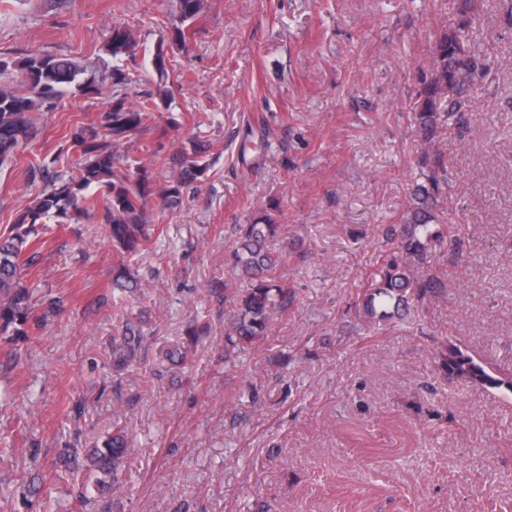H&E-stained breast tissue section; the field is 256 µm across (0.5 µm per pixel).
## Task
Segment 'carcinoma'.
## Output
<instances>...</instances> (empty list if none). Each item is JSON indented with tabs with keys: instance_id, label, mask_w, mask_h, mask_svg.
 <instances>
[{
	"instance_id": "carcinoma-1",
	"label": "carcinoma",
	"mask_w": 512,
	"mask_h": 512,
	"mask_svg": "<svg viewBox=\"0 0 512 512\" xmlns=\"http://www.w3.org/2000/svg\"><path fill=\"white\" fill-rule=\"evenodd\" d=\"M171 43L185 44V30L206 8V0H172ZM481 0H458L453 25L435 41L430 79L418 91L417 121L422 133L423 181L409 192L402 223L391 226L387 238L395 244L399 256L385 255L362 299L364 316L379 321L394 318L404 321L412 303L432 301L443 293L441 281L424 272L431 253L460 238L442 223L438 201L448 185V151L438 138L439 129L453 115L466 119L470 90L482 71L480 59L473 53L469 31ZM138 35L123 23L115 22L108 31L106 50L112 59L133 58L139 51ZM165 41H160L150 59L162 82V94L169 93ZM17 69L22 88H0V165L13 159L35 134L33 112L43 104L76 87L85 95H99L94 81L83 78L84 68L66 55L27 56L10 65L0 60V71ZM155 122L148 108L128 106L126 94L115 92L112 103L100 113L99 128L81 127L72 135L73 148L79 151L74 172L43 175L31 169V178L41 176L42 189L20 214L12 234L0 240V336H25L34 319L36 303L25 276L37 253L36 226L46 219L58 224L77 222L94 211L107 226L108 235L121 258L133 257L148 249L160 225L151 223L149 204L156 199L173 205L182 189L198 182L209 167L212 144L193 142L191 150H182L175 160L180 170L168 176L165 184L154 180L141 158H132L123 145L135 139ZM280 224L272 214H264L251 224L236 228L235 246L228 252V274L247 286L228 292L214 288L213 294L229 304L224 324V359L248 349H258L269 335L276 316L284 312L294 295L279 277L288 266V246L271 248ZM208 325L195 319L186 328L183 344H173L165 358L174 365L191 364L197 346ZM143 336L131 318L123 320L119 335L112 337V369L120 371L134 362L146 348ZM439 360L448 380L487 389L512 381L492 364L464 352L450 342ZM128 451V429L122 410L114 411L112 430L102 441L84 449L86 481L100 493L112 490L118 482ZM64 512H85L90 500L80 489H64Z\"/></svg>"
}]
</instances>
